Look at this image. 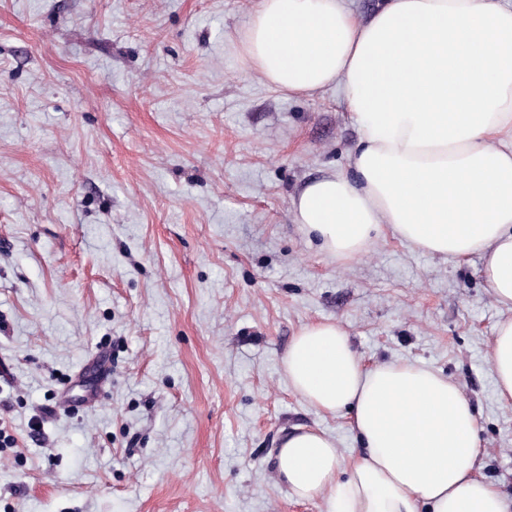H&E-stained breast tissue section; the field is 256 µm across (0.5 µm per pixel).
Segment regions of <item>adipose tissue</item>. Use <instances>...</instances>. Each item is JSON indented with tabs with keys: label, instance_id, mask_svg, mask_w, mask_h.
<instances>
[{
	"label": "adipose tissue",
	"instance_id": "adipose-tissue-1",
	"mask_svg": "<svg viewBox=\"0 0 512 512\" xmlns=\"http://www.w3.org/2000/svg\"><path fill=\"white\" fill-rule=\"evenodd\" d=\"M249 67L292 95L336 87L361 130L352 174L305 184L295 223L341 263L384 224L433 255L481 254L510 315L489 359L512 402V0H383L358 19L345 0H260L241 36ZM283 367L319 412L344 415L362 450L344 457L312 428L274 466L289 493L327 512H512L479 473L477 415L441 373L365 364L337 322L305 325Z\"/></svg>",
	"mask_w": 512,
	"mask_h": 512
}]
</instances>
